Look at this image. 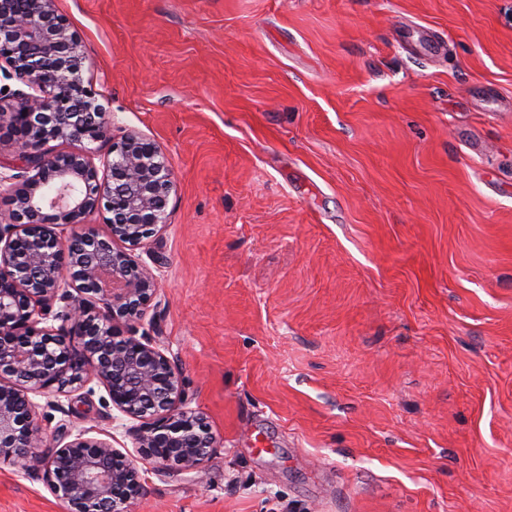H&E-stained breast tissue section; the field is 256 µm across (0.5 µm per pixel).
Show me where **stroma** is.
<instances>
[{
	"label": "stroma",
	"instance_id": "1",
	"mask_svg": "<svg viewBox=\"0 0 512 512\" xmlns=\"http://www.w3.org/2000/svg\"><path fill=\"white\" fill-rule=\"evenodd\" d=\"M175 178L142 327L217 446L131 512H512V0H57ZM444 42L415 56L401 34ZM103 388L47 441L134 454ZM0 512H62L0 465Z\"/></svg>",
	"mask_w": 512,
	"mask_h": 512
}]
</instances>
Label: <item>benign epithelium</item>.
I'll list each match as a JSON object with an SVG mask.
<instances>
[{
	"mask_svg": "<svg viewBox=\"0 0 512 512\" xmlns=\"http://www.w3.org/2000/svg\"><path fill=\"white\" fill-rule=\"evenodd\" d=\"M84 62L56 0H0V64L27 87L0 88V128L21 162L0 174L11 205L0 223V464L38 458L64 512H130L144 491L134 459L88 429L46 442L31 396L97 382L113 408L141 422L136 447L162 469L199 471L216 438L187 408L169 357L136 327L159 285L134 251L166 226L173 170L136 133L97 167L88 145L110 119L84 84ZM51 140L72 149L49 152ZM98 209L110 214L104 235L84 225Z\"/></svg>",
	"mask_w": 512,
	"mask_h": 512,
	"instance_id": "benign-epithelium-1",
	"label": "benign epithelium"
}]
</instances>
